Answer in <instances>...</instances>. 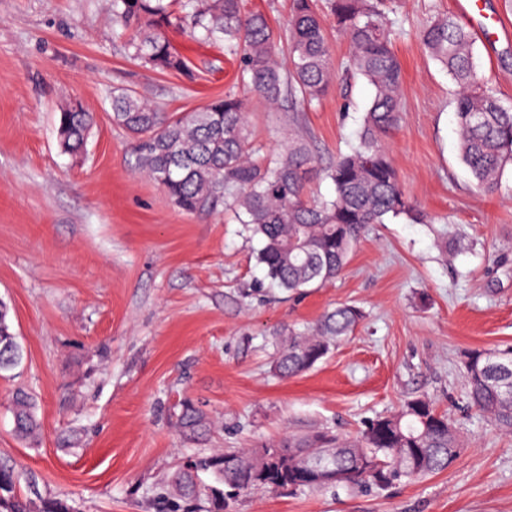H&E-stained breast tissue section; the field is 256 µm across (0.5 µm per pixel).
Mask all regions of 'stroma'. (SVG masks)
Returning a JSON list of instances; mask_svg holds the SVG:
<instances>
[{"instance_id":"stroma-1","label":"stroma","mask_w":512,"mask_h":512,"mask_svg":"<svg viewBox=\"0 0 512 512\" xmlns=\"http://www.w3.org/2000/svg\"><path fill=\"white\" fill-rule=\"evenodd\" d=\"M393 49L405 115L385 139L402 187L433 216L368 225L332 284L272 287L231 211L185 213L134 176L112 97L165 112L206 105L234 85L223 46L170 33L191 76L130 59L109 0H0V301L24 351L0 377V459L71 512H168L160 497L182 462L216 448H257L314 430L356 435L364 420L424 396L467 450L447 470L380 493L252 490L232 512H512V435L465 408L463 356L512 345V166L478 190L457 149L454 86L419 43L456 0H393ZM512 106V43L478 44ZM372 94L335 83L305 112L248 122L264 154L289 125L318 159L307 185L334 194L323 166L346 151ZM80 101L96 124L84 153L62 151L58 109ZM341 303L366 318L313 369L279 378L281 327L304 329ZM31 392L40 429L14 430L10 399ZM190 409L197 432L180 428Z\"/></svg>"}]
</instances>
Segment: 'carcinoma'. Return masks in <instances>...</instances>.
I'll return each instance as SVG.
<instances>
[{"instance_id": "obj_1", "label": "carcinoma", "mask_w": 512, "mask_h": 512, "mask_svg": "<svg viewBox=\"0 0 512 512\" xmlns=\"http://www.w3.org/2000/svg\"><path fill=\"white\" fill-rule=\"evenodd\" d=\"M386 0H292L288 25L274 29L263 12H247L243 0H111L112 22L130 56L162 71L184 72L185 60L168 32L190 29L203 43H224L239 57L238 84L272 112H301L319 105L335 77L322 12L349 44L347 70L364 77L372 98L348 152L325 170L334 185L329 199L307 194L314 159L305 139L289 137L281 153L260 158L250 144L248 99L234 91L190 112H160L135 95L112 98V122L133 141V169L162 187L174 205L193 213L217 204L260 242L257 261L266 277L288 291H309L333 282L345 268L360 230L405 219L434 222L405 195L384 137L403 118L402 69L391 43ZM425 51L447 71L455 87L458 153L476 186L498 188L512 165V110L505 108L481 72L475 41L466 25L448 15L430 19L420 32ZM288 50V71L277 53ZM93 116L78 103L60 109L58 134L65 151L81 152ZM364 318L344 304L314 326L282 328L275 342L274 369L291 378L312 369L351 336ZM24 358L0 306V373ZM469 404L497 428L512 434V348L470 351L464 359ZM15 431L39 430L36 403L16 393ZM466 443L448 418L423 398L395 413L368 421L353 438L328 433L290 437L288 446L226 450L193 458L165 493L170 512H228L241 494L259 488L341 487L383 491L450 467ZM208 473L213 482L200 479ZM21 474L0 462V512H69L59 501L18 493Z\"/></svg>"}]
</instances>
